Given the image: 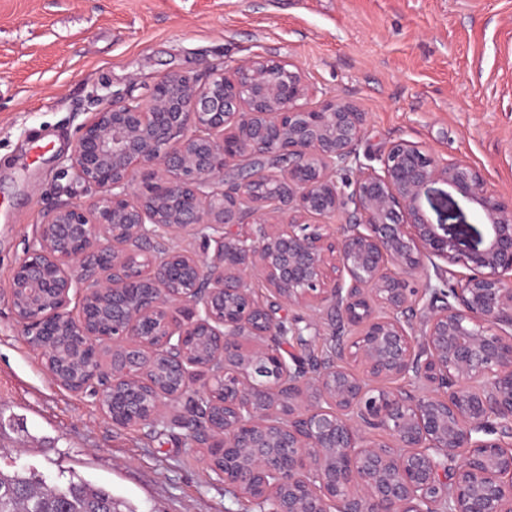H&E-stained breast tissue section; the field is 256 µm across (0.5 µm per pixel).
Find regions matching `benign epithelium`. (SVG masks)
<instances>
[{"label":"benign epithelium","mask_w":512,"mask_h":512,"mask_svg":"<svg viewBox=\"0 0 512 512\" xmlns=\"http://www.w3.org/2000/svg\"><path fill=\"white\" fill-rule=\"evenodd\" d=\"M309 94L297 64L257 56L204 82L166 74L145 102L110 100L70 155L91 198L47 209L11 272L10 290L43 288L52 306L15 315L30 339L61 317L93 352L112 344L109 374L72 385L52 372L71 390L149 385L162 359L177 389L147 409L133 394L112 403L139 424L189 382L209 395L221 378L209 461L224 458V482L268 512H512V199L408 140L345 193L336 175L367 113L341 95L306 106ZM453 192L489 225L466 249L448 224H466ZM201 224L203 255L167 246ZM437 259L466 270L457 285L411 287ZM105 295L100 323L89 306ZM279 301L330 311L353 336L332 361L287 358ZM189 336L212 338L207 364L185 357ZM402 379L416 393L377 386Z\"/></svg>","instance_id":"7a95c632"}]
</instances>
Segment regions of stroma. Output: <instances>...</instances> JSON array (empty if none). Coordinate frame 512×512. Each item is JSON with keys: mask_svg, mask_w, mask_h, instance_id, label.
<instances>
[{"mask_svg": "<svg viewBox=\"0 0 512 512\" xmlns=\"http://www.w3.org/2000/svg\"><path fill=\"white\" fill-rule=\"evenodd\" d=\"M300 65L319 96L366 112L358 168L397 140L477 168L512 196V0H0V466L111 489L119 512H258L190 442L184 402L113 424L97 394L57 385L27 343L10 275L55 202L83 198L68 157L102 97L147 98L172 72L207 78L257 56ZM291 353L350 331L282 305Z\"/></svg>", "mask_w": 512, "mask_h": 512, "instance_id": "stroma-1", "label": "stroma"}]
</instances>
